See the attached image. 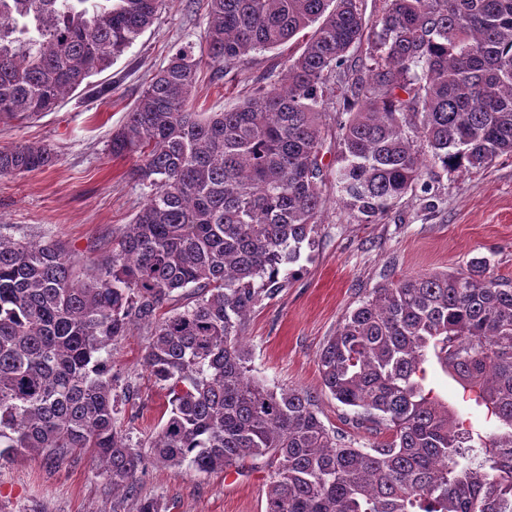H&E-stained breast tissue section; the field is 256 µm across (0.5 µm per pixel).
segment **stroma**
<instances>
[{"label": "stroma", "mask_w": 512, "mask_h": 512, "mask_svg": "<svg viewBox=\"0 0 512 512\" xmlns=\"http://www.w3.org/2000/svg\"><path fill=\"white\" fill-rule=\"evenodd\" d=\"M205 29L206 0H165L153 25L93 77V84L109 86L108 94L82 88L39 118L0 123V149L46 144L57 155L49 169L0 177V226L20 225L61 241L85 264L109 254L113 236L151 192L128 175L137 157H112L110 136L152 75L180 47L204 46ZM287 57L282 46L250 53L227 72L203 69L199 111L237 108L254 87L279 79ZM426 178L432 185L430 199L407 195L372 224L358 222L337 202L335 188L327 187L318 248L303 273L287 278L274 299L255 307L242 333L256 377L271 387L316 395L320 419L358 448L383 441L388 433L360 422L354 409L325 393L318 367L319 351L345 315L385 278L463 269L475 257H487L496 275L512 278V156H501L481 170L431 167ZM146 339L145 331L137 329L111 349L115 369L138 390L121 414L136 442L159 429L166 404L164 391L140 364ZM427 372L435 396L474 431L486 432L482 410L466 401L461 386L438 365L428 366ZM270 475L269 467L250 461L225 474L152 467L141 492L161 498L166 512H264ZM31 506L48 512H112V489L83 454L58 467L30 457L0 467V507L24 512Z\"/></svg>", "instance_id": "35a3bbf8"}]
</instances>
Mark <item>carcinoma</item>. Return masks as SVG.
I'll list each match as a JSON object with an SVG mask.
<instances>
[{"instance_id":"1","label":"carcinoma","mask_w":512,"mask_h":512,"mask_svg":"<svg viewBox=\"0 0 512 512\" xmlns=\"http://www.w3.org/2000/svg\"><path fill=\"white\" fill-rule=\"evenodd\" d=\"M165 0H0V121L55 110L112 66ZM207 53L186 45L112 132L114 158L151 188L93 269L51 238L0 234V466L75 453L134 503L148 466L213 473L267 458L265 512H512V281L465 270L386 279L318 354L322 384L388 437L354 448L317 399L251 375L241 329L319 246L328 140L336 187L373 223L445 171L512 155V0H207ZM302 34L279 82L238 108L196 112L202 63L233 65ZM366 47L352 78L350 51ZM336 101L335 126L326 105ZM56 163L47 145L0 150V175ZM143 329L141 366L167 392L134 445L131 381L112 343ZM433 356L493 426L474 433L426 388Z\"/></svg>"}]
</instances>
